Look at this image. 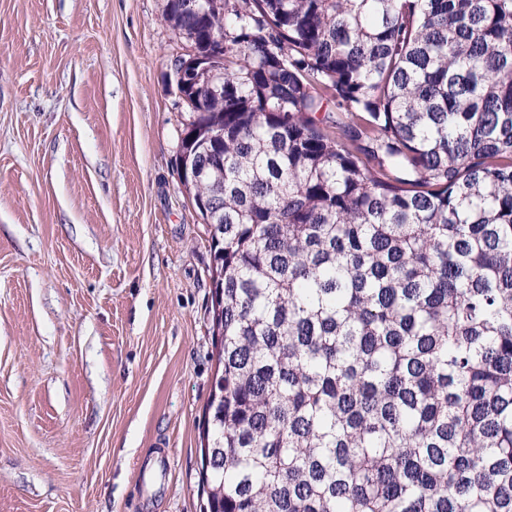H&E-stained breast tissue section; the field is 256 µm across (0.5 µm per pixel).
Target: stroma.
I'll return each mask as SVG.
<instances>
[{
  "mask_svg": "<svg viewBox=\"0 0 512 512\" xmlns=\"http://www.w3.org/2000/svg\"><path fill=\"white\" fill-rule=\"evenodd\" d=\"M165 0H0V512H206L210 227Z\"/></svg>",
  "mask_w": 512,
  "mask_h": 512,
  "instance_id": "obj_1",
  "label": "stroma"
}]
</instances>
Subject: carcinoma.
Here are the masks:
<instances>
[{
  "mask_svg": "<svg viewBox=\"0 0 512 512\" xmlns=\"http://www.w3.org/2000/svg\"><path fill=\"white\" fill-rule=\"evenodd\" d=\"M218 370L208 512H512V0H167Z\"/></svg>",
  "mask_w": 512,
  "mask_h": 512,
  "instance_id": "obj_1",
  "label": "carcinoma"
}]
</instances>
